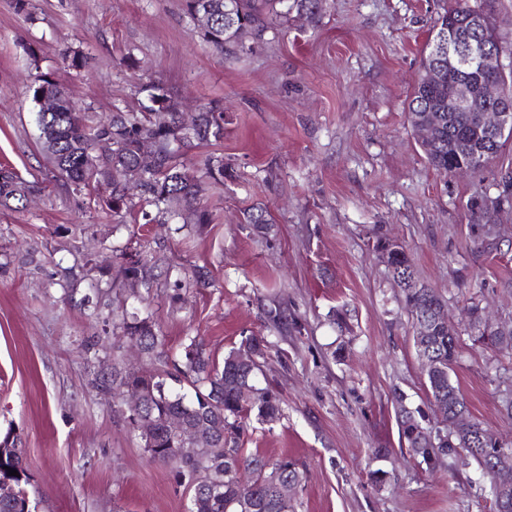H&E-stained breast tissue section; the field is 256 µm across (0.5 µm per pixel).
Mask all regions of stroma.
<instances>
[{
    "label": "stroma",
    "mask_w": 512,
    "mask_h": 512,
    "mask_svg": "<svg viewBox=\"0 0 512 512\" xmlns=\"http://www.w3.org/2000/svg\"><path fill=\"white\" fill-rule=\"evenodd\" d=\"M454 3L328 0L316 24L290 16L278 37L247 40L229 60L184 0H30L25 14L0 0V165L46 186L0 211V434L21 439L38 512H187L171 465L130 430L125 398L94 384L111 362L142 364L117 327L124 307L151 313L174 352L190 336L219 360L268 341L257 383L279 394L283 416L249 419L245 446L297 460L296 512H495L475 465L426 461L400 439V406L443 423L412 316L374 247L379 236L403 245L443 297L459 337L452 379L471 418L512 444V357L473 345L468 315L476 302L512 326V204L486 230L474 214L498 201L512 142L483 170L447 176L407 115L423 47ZM74 51L87 68L65 60ZM40 74L96 115L139 111L140 81H163L192 109L222 101L221 143L183 156L199 177L210 155L224 158L223 187L201 200L211 223L179 227L137 198L107 214L65 190L37 143L29 88ZM259 204L273 219L264 237L239 222ZM116 248L152 256L148 283L113 284ZM199 267L209 287L196 286ZM275 307L279 329L266 319ZM337 312L345 324H332Z\"/></svg>",
    "instance_id": "1"
}]
</instances>
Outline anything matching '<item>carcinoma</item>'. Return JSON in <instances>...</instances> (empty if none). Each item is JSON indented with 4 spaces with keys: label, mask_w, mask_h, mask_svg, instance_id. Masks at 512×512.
Wrapping results in <instances>:
<instances>
[{
    "label": "carcinoma",
    "mask_w": 512,
    "mask_h": 512,
    "mask_svg": "<svg viewBox=\"0 0 512 512\" xmlns=\"http://www.w3.org/2000/svg\"><path fill=\"white\" fill-rule=\"evenodd\" d=\"M326 0H185V10L196 18L202 4L211 8V23L198 25L207 43L232 57L245 49L243 39L248 35L263 37L267 32L278 34L279 27L288 22V13L296 10L314 22L320 17ZM471 8L469 0H456V6L442 14L431 31L424 50L421 68L431 67L436 60V39L444 29L460 22L462 14ZM147 102L140 112L116 110L104 119L79 112L73 105L68 89L46 74L37 76L31 89L36 112V124L50 132L55 143L54 166L65 179L71 191L80 193L97 187L106 178L112 179L111 199L104 201L108 210L118 213L127 205L129 185L138 188L144 200L183 219L185 223L208 224L209 213L199 207L205 183L190 174L181 160L182 150L195 146H213L224 139V107L218 101L208 103L199 113L198 123L190 136L176 145L180 119L170 113L169 122L159 125L152 113L158 105L173 95L162 83L146 88ZM44 95L55 101L56 111L50 116L40 112L39 102ZM448 85L418 82L413 87L408 103V115L416 116L430 108L445 104ZM471 124L468 112L442 113V122L433 141L420 144L428 164L440 173L450 174L454 163L468 160L484 168L480 157L488 155L494 161L504 143H478L460 134ZM112 140V160L98 169L84 165L85 152L101 139ZM150 138L156 156L154 169L141 175L137 166L142 139ZM206 177L213 185L224 184V157L211 155L206 161ZM15 172L0 170V210H14L25 206L27 198L16 188ZM242 223L252 226L259 234H267L272 217L263 206H255L243 213ZM388 270L399 287L409 309L413 328L434 321L435 309L444 300L434 288L420 281L412 259L405 249L389 263ZM150 260L140 251L119 254L118 276L127 281L148 279ZM473 341L489 345L512 356V342H504L494 334L481 329L480 307L470 306ZM120 329L129 341L137 343L146 357V367L137 371L112 367V373L96 378L103 390L122 391L129 387L145 394L141 413L153 420L150 432H138L145 452L157 462L175 465L178 482L190 493L188 512H295L294 498L284 501L279 488L284 484L300 487L303 474L298 464L288 458L270 462L244 448L246 428L243 421L254 415L263 424H274L282 416L280 398L268 388L255 383L256 371L266 358L267 345L263 339L253 338L245 343L254 359L249 363L239 360V352L231 351L223 362L207 352L196 338L184 344L179 358L165 349V344L154 331L149 317L137 312H121ZM420 360L432 365L427 371V389L430 401L445 409L448 425H454L459 416L469 417L467 404L459 388L450 377L457 360V338L448 335L445 326L433 327L427 337H414ZM173 417L193 427L209 432L212 443L198 448L188 439L175 435L167 428ZM398 423L401 440L416 455L460 457L475 461L489 487V494L501 512L498 492L494 484L496 449L479 435L486 433L481 423L471 421L473 440H443L432 452L420 440L424 427L415 412L400 406ZM23 449L19 438L6 434L0 440V484H10L15 494L10 500L0 499V512H36L35 501L29 497L25 485L29 476L23 467ZM18 475H8V470Z\"/></svg>",
    "instance_id": "obj_1"
}]
</instances>
